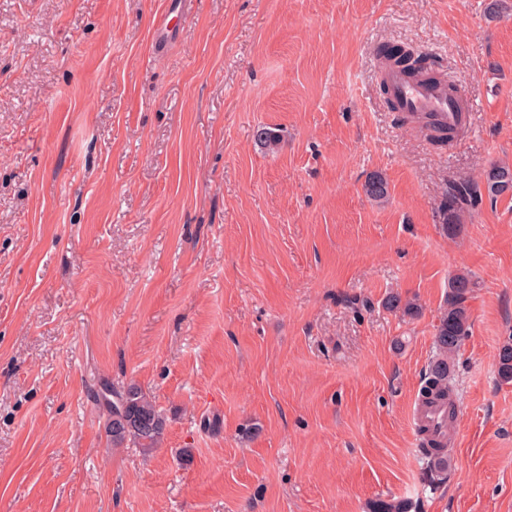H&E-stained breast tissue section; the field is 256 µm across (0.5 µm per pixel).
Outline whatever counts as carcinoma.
<instances>
[{
  "label": "carcinoma",
  "instance_id": "obj_1",
  "mask_svg": "<svg viewBox=\"0 0 512 512\" xmlns=\"http://www.w3.org/2000/svg\"><path fill=\"white\" fill-rule=\"evenodd\" d=\"M390 64L409 75L432 71L428 58L415 55L400 47L390 46L382 53ZM257 138L264 148L273 151L280 143L278 130L263 127ZM368 196L381 200L388 195V183L379 173L370 175L365 182ZM512 191V168L492 166L479 179H463L448 184L442 193L439 213L449 230L458 226L465 212L482 207L484 198L493 199ZM478 282L473 276L460 271L448 283V295L435 331L436 354L428 365L421 396L444 397L450 392V366L463 341L471 331V314L468 301ZM497 374L504 382L512 381V339L506 341L497 356ZM105 411L104 430L112 446L118 448L132 444L145 450L158 447L166 429V419L155 402L135 384L121 390L105 388L101 395ZM426 452L428 484L436 485L446 479L448 456L445 446L433 440L427 441ZM370 512H409L405 500L378 499L370 504Z\"/></svg>",
  "mask_w": 512,
  "mask_h": 512
}]
</instances>
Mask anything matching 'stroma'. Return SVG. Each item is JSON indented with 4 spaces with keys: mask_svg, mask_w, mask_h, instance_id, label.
<instances>
[{
    "mask_svg": "<svg viewBox=\"0 0 512 512\" xmlns=\"http://www.w3.org/2000/svg\"><path fill=\"white\" fill-rule=\"evenodd\" d=\"M489 4L0 0V512H512V192L438 215L512 167V10ZM385 44L463 84L448 148L391 111ZM462 270L432 488L411 412ZM131 383L158 448L106 437L96 395ZM508 191H512V168L491 166L480 179L449 183L442 193L438 210L448 231L453 232L463 213L481 208L485 197L494 199ZM431 448L426 451L424 457L427 459V479L428 484L436 485L442 483L446 479L448 472V456L445 454V446L439 445L433 440L427 441V447Z\"/></svg>",
    "mask_w": 512,
    "mask_h": 512,
    "instance_id": "obj_1",
    "label": "stroma"
}]
</instances>
